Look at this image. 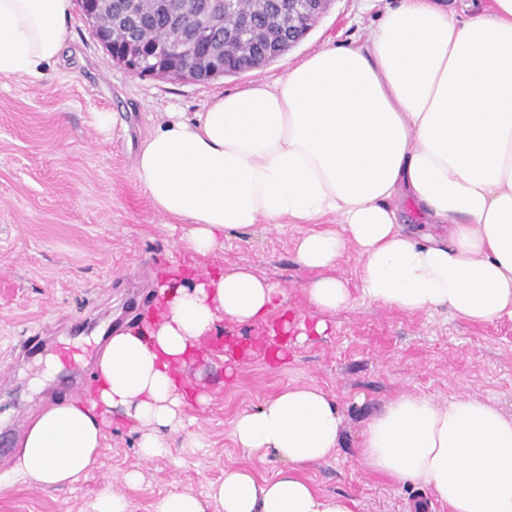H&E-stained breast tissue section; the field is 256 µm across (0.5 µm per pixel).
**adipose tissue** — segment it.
Instances as JSON below:
<instances>
[{
  "label": "adipose tissue",
  "mask_w": 512,
  "mask_h": 512,
  "mask_svg": "<svg viewBox=\"0 0 512 512\" xmlns=\"http://www.w3.org/2000/svg\"><path fill=\"white\" fill-rule=\"evenodd\" d=\"M73 0H0V78L37 81L60 56ZM156 212L181 220V242L207 256L229 231L300 224L297 263L320 320L283 319L304 340L325 314L352 307L336 266L360 257L364 300L405 314L445 311L471 323L512 320V0L462 17L447 0H398L363 38L328 46L170 113L142 141L133 168ZM416 216L425 232L409 231ZM338 224H330V217ZM151 324L111 336L96 387L42 410L17 442L14 472L47 488L87 476L113 409L142 432L144 459L165 454L189 402L177 369L219 319L252 325L281 312V288L236 267L191 286L167 280ZM341 416L318 386L294 385L239 413L232 437L288 470L248 465L197 495L172 491L153 512H353L302 470L338 447ZM357 461L393 483L422 484L449 512H512V415L472 396L409 392L367 423Z\"/></svg>",
  "instance_id": "1"
}]
</instances>
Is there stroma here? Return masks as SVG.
I'll return each instance as SVG.
<instances>
[{"instance_id": "1", "label": "stroma", "mask_w": 512, "mask_h": 512, "mask_svg": "<svg viewBox=\"0 0 512 512\" xmlns=\"http://www.w3.org/2000/svg\"><path fill=\"white\" fill-rule=\"evenodd\" d=\"M382 0H333L308 36L270 66L208 83L139 77L117 65L82 13L67 24L59 60L41 80L0 79V512H93L103 485L152 512L167 492H204L225 468L250 464L264 477L287 469L274 456L248 455L232 438V422L281 390L321 387L342 417L338 448L305 474L325 494L353 500L354 512H448L432 489L393 484L364 471L357 447L366 423L406 392L437 402L469 395L512 412V320L474 324L447 312L408 315L361 299L360 259L347 250L336 269L355 302L325 317L324 335L293 343L283 364L259 327L218 321L217 335L184 372L188 394L207 392L172 433L168 455L139 454L141 432L113 415L96 467L84 479L45 490L11 472L14 447L39 408L85 394L94 379L86 357L105 336L141 326L142 310L167 272L192 280L204 271L246 266L283 290L289 310L318 319L303 291L312 271L295 258L299 224H259L224 236L223 249L201 257L180 240V222L154 211L133 175L148 130L168 113L202 111L217 94L284 74L286 64L347 43L382 11ZM114 113L111 133L95 113ZM49 338L35 357L14 362L11 348L28 336ZM189 433L207 446L193 455L179 444ZM141 471L140 486L124 476Z\"/></svg>"}]
</instances>
